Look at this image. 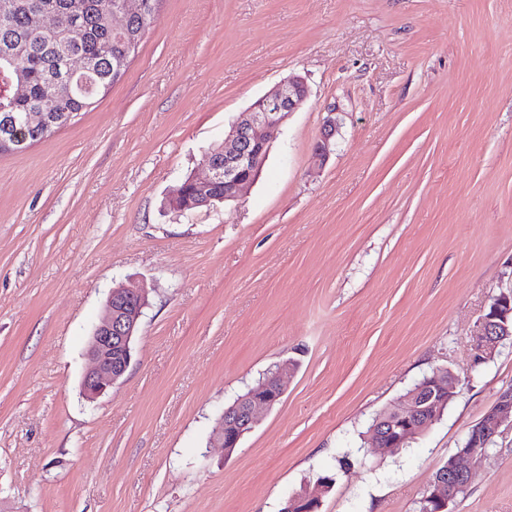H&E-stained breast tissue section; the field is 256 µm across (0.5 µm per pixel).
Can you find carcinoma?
<instances>
[{
  "instance_id": "carcinoma-1",
  "label": "carcinoma",
  "mask_w": 512,
  "mask_h": 512,
  "mask_svg": "<svg viewBox=\"0 0 512 512\" xmlns=\"http://www.w3.org/2000/svg\"><path fill=\"white\" fill-rule=\"evenodd\" d=\"M123 0H0V72L9 78L0 88V155L28 148L46 135L27 126V113L46 97L56 101L63 120L53 130L68 125L112 87L127 67L133 50L146 32L147 15L160 0H139L128 13L121 33L115 32L113 10ZM49 10L69 11L77 17L72 34L49 37L41 18ZM79 54L88 61L84 73H65L66 60Z\"/></svg>"
}]
</instances>
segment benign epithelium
Instances as JSON below:
<instances>
[{
	"label": "benign epithelium",
	"instance_id": "obj_1",
	"mask_svg": "<svg viewBox=\"0 0 512 512\" xmlns=\"http://www.w3.org/2000/svg\"><path fill=\"white\" fill-rule=\"evenodd\" d=\"M308 98V89L299 76L285 79L274 91L256 100L242 117L232 122L221 146L210 152L205 176L193 175L188 184L170 195L173 208H212L218 203L243 199L267 161L273 132ZM148 305L142 289L118 285L105 303V315L95 326L84 373L85 397L95 400L123 379L131 364L130 343L135 336L143 309ZM512 339V289L491 298L473 330L472 366L477 368L492 358L499 346ZM294 365L285 362L259 384L224 410L212 441L226 453L238 447L244 434L257 423L258 413L277 404L286 390L285 379ZM455 378L448 370H436L418 387L406 393L402 404L387 411L370 429L369 448H402L422 435L437 420L445 400L454 391ZM512 420V389L502 391L495 405L469 431L463 445L437 469L432 489L425 496L424 512H452L457 491L469 485L470 464L493 445L507 420ZM332 479L321 478L305 484L287 502L289 512L301 505V512H318L322 495Z\"/></svg>",
	"mask_w": 512,
	"mask_h": 512
}]
</instances>
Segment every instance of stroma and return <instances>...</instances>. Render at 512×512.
<instances>
[{
	"label": "stroma",
	"instance_id": "35a3bbf8",
	"mask_svg": "<svg viewBox=\"0 0 512 512\" xmlns=\"http://www.w3.org/2000/svg\"><path fill=\"white\" fill-rule=\"evenodd\" d=\"M292 74L310 95L247 195L166 209ZM119 283L148 305L123 382L91 401ZM510 286L512 0H161L90 111L0 157V512H282L320 476L319 512H418L512 386L511 341L471 367ZM290 358L225 454L224 408ZM438 368L458 379L442 417L370 451L373 419ZM452 509L512 512V427Z\"/></svg>",
	"mask_w": 512,
	"mask_h": 512
}]
</instances>
